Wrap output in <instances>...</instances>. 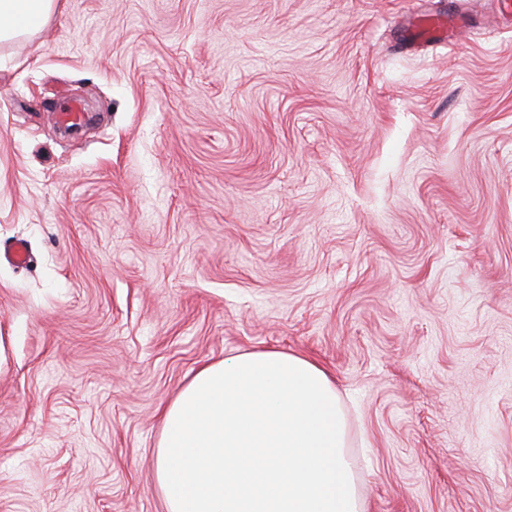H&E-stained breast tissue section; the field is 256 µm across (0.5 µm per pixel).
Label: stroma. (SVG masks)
Wrapping results in <instances>:
<instances>
[{
    "label": "stroma",
    "mask_w": 512,
    "mask_h": 512,
    "mask_svg": "<svg viewBox=\"0 0 512 512\" xmlns=\"http://www.w3.org/2000/svg\"><path fill=\"white\" fill-rule=\"evenodd\" d=\"M495 2L59 0L0 44V512H167L162 406L255 349L334 378L367 512H512ZM464 21L456 13L448 15H427L418 18L407 29V39L413 43H421L431 40H450L457 38L463 27Z\"/></svg>",
    "instance_id": "stroma-1"
}]
</instances>
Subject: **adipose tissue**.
Listing matches in <instances>:
<instances>
[{
    "mask_svg": "<svg viewBox=\"0 0 512 512\" xmlns=\"http://www.w3.org/2000/svg\"><path fill=\"white\" fill-rule=\"evenodd\" d=\"M58 0H0V42L30 36ZM155 481L167 512H366L348 421L310 358L247 351L201 367L162 410Z\"/></svg>",
    "mask_w": 512,
    "mask_h": 512,
    "instance_id": "adipose-tissue-1",
    "label": "adipose tissue"
}]
</instances>
